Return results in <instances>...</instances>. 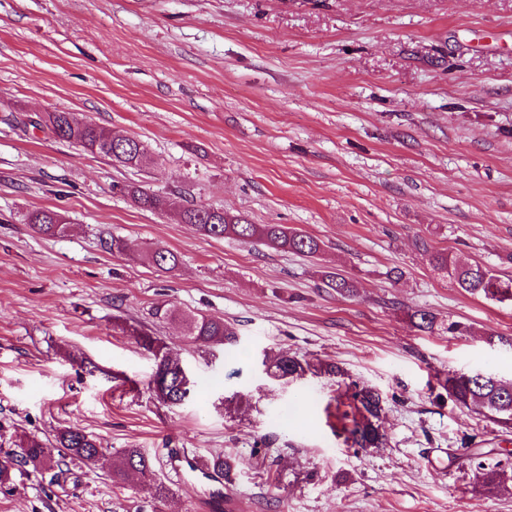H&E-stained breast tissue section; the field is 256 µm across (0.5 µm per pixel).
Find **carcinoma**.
<instances>
[{"label": "carcinoma", "mask_w": 512, "mask_h": 512, "mask_svg": "<svg viewBox=\"0 0 512 512\" xmlns=\"http://www.w3.org/2000/svg\"><path fill=\"white\" fill-rule=\"evenodd\" d=\"M43 122L59 139L102 155L115 165L140 168L148 162V153L141 141L128 138L125 143L116 144L111 132L79 118L73 112H48ZM112 190L141 209L175 210L182 223L192 225L203 237H224L245 244L258 242L275 250L308 258H316L323 251L319 239L283 224H252L222 208L202 204L184 206L174 200L161 198L134 183H117ZM26 222L42 234L56 235L65 231V222L51 209L28 213ZM147 259L165 271L174 270L179 263L177 255L166 248L152 250L147 254ZM429 262L435 272L452 280L464 292L497 305L512 307V278L503 279L479 263L459 264L448 253L432 252L429 254ZM321 281L323 287L331 288L338 294L352 296L355 293L354 282L338 271H322ZM154 315L159 319H180L186 338L195 346L230 348L236 343L235 331L224 323L222 317L197 312L177 314L162 304L155 308ZM407 316L418 330L434 332L437 317L433 313L417 309L408 312ZM136 341L154 356L156 370L152 392L155 396L171 405L185 401L191 388L182 390L177 385L181 362L170 354L167 345L158 337L138 331ZM263 365L267 374L278 379H297L310 371L327 376H344L342 369L334 362L311 364L283 351L266 353ZM439 386L454 405L478 412L503 432L512 431L511 382L487 372L475 371L470 374L451 373L439 381ZM384 404L385 400L377 390L355 381L345 384L344 391L336 398V412L347 445L364 453L386 446L387 437L380 424ZM12 445L16 451L0 458V488L10 490L15 487L14 476L17 471L25 469L41 474L50 471L55 478L61 474L59 468L66 459L95 466L103 457V448L98 440L76 427L58 430L52 440L24 435L12 442ZM473 465L480 477L490 483L507 476V470L497 463L488 468L479 459ZM111 473L112 480L121 484L131 478L139 480L156 499H163L169 493L168 488L155 479L151 459L139 448L125 449L121 456L112 461Z\"/></svg>", "instance_id": "cac0c4a2"}]
</instances>
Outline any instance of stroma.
Masks as SVG:
<instances>
[{"mask_svg":"<svg viewBox=\"0 0 512 512\" xmlns=\"http://www.w3.org/2000/svg\"><path fill=\"white\" fill-rule=\"evenodd\" d=\"M1 107L16 119L0 122V444L78 427L107 456L141 449L169 495L70 463L16 475L0 512H202L216 492L236 512H512V490L448 458L469 438L507 460L512 435L435 392L450 372L512 380V349L489 342L512 336V308L426 257L512 277V0H0ZM53 110L137 138L149 163L32 125ZM116 182L299 228L324 254L200 236ZM36 209L66 232H35ZM157 247L175 270L148 263ZM322 264L356 294L322 287ZM160 304L222 317L235 353L191 345ZM415 308L473 333L420 332ZM140 330L182 362V404L150 391ZM269 349L380 392L387 446L349 448L335 378H271ZM171 448L229 461L230 487L172 478ZM27 224H31L33 229L42 234L56 235L64 233L65 222L57 211L51 209L34 210L26 216Z\"/></svg>","mask_w":512,"mask_h":512,"instance_id":"stroma-1","label":"stroma"}]
</instances>
